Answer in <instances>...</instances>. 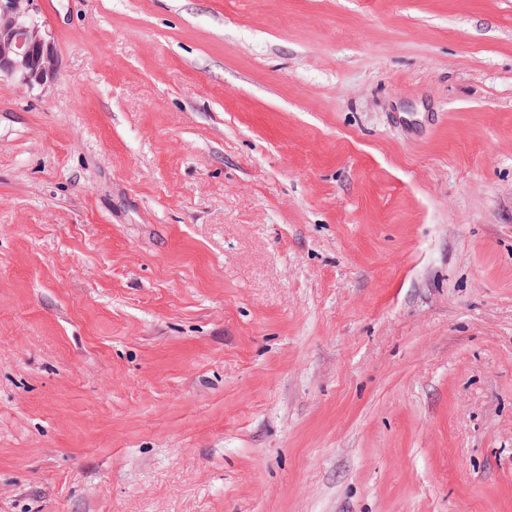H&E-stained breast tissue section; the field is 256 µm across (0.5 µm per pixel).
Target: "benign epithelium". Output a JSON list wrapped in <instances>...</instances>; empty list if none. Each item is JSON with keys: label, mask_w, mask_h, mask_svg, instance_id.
<instances>
[{"label": "benign epithelium", "mask_w": 512, "mask_h": 512, "mask_svg": "<svg viewBox=\"0 0 512 512\" xmlns=\"http://www.w3.org/2000/svg\"><path fill=\"white\" fill-rule=\"evenodd\" d=\"M34 0H0V76L43 85L58 71L51 41L32 14Z\"/></svg>", "instance_id": "obj_1"}]
</instances>
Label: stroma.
<instances>
[{"label":"stroma","instance_id":"obj_1","mask_svg":"<svg viewBox=\"0 0 512 512\" xmlns=\"http://www.w3.org/2000/svg\"><path fill=\"white\" fill-rule=\"evenodd\" d=\"M35 6L0 512H512V0Z\"/></svg>","mask_w":512,"mask_h":512}]
</instances>
